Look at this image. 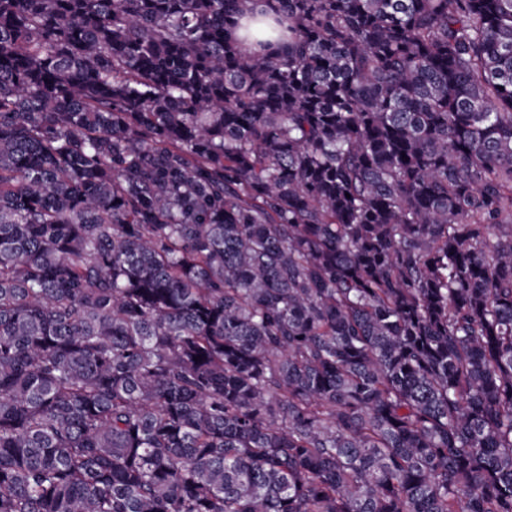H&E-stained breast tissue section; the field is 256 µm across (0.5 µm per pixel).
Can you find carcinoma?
I'll use <instances>...</instances> for the list:
<instances>
[{
    "instance_id": "1",
    "label": "carcinoma",
    "mask_w": 512,
    "mask_h": 512,
    "mask_svg": "<svg viewBox=\"0 0 512 512\" xmlns=\"http://www.w3.org/2000/svg\"><path fill=\"white\" fill-rule=\"evenodd\" d=\"M0 512H512V0H0Z\"/></svg>"
}]
</instances>
